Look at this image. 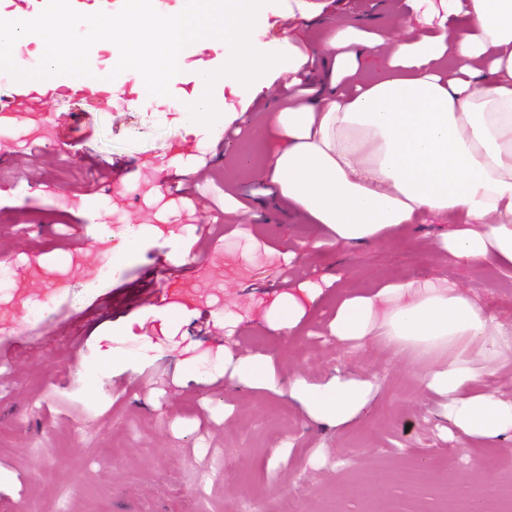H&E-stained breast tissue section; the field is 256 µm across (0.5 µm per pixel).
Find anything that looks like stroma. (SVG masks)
I'll return each instance as SVG.
<instances>
[{"label": "stroma", "mask_w": 512, "mask_h": 512, "mask_svg": "<svg viewBox=\"0 0 512 512\" xmlns=\"http://www.w3.org/2000/svg\"><path fill=\"white\" fill-rule=\"evenodd\" d=\"M268 26L259 49L289 37L296 53L317 58L326 30L354 28L365 40L387 33L393 12L419 14L413 0H266ZM318 14L323 28L309 26ZM245 99L225 92V109L239 119L232 133L190 131L175 111H154L117 101L95 109L70 94L54 93L45 112L73 120L89 135L77 149H48L20 158L31 120L19 110L0 145V264L23 269L32 261L61 268L76 249L70 225L85 240L99 238L113 216L111 191L88 193L80 165L129 158L122 191L131 195L150 174L172 165L193 170L210 207L197 210L210 237L184 227L177 238L154 233L175 202H128L122 219L147 226L141 246L120 272L96 291L73 278L70 290L48 296L42 282L10 294V331L0 336V512H450L448 476L461 473V490L483 497L512 492V438L470 439L447 432L438 398L419 385L432 359L375 338L356 348L333 341L328 324L351 292L379 285L441 277L473 289L488 313L512 321V277L470 264H449L442 239L448 217L391 230L370 246L327 243L317 225L293 212L261 206L262 130L282 102L275 88ZM194 139L197 155H173L174 138ZM36 179L66 192L29 191ZM222 225H214L216 214ZM303 261H288L298 248ZM221 252L203 285V300L187 311L144 303L146 270L167 253L174 263L190 254ZM301 281L319 287L291 331L272 329L265 315L279 292ZM47 304L48 318L31 315ZM124 351L117 375L90 387L82 366L103 352ZM264 357L271 370L260 388L244 387L224 370L225 354ZM212 369L203 381L199 366ZM172 382L170 394L149 388L142 374ZM372 383L365 409L348 425L311 418L290 396L289 376L321 384L336 374ZM432 449L430 466L418 451Z\"/></svg>", "instance_id": "stroma-1"}]
</instances>
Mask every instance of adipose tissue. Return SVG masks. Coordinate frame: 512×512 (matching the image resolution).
<instances>
[{"label":"adipose tissue","instance_id":"adipose-tissue-1","mask_svg":"<svg viewBox=\"0 0 512 512\" xmlns=\"http://www.w3.org/2000/svg\"><path fill=\"white\" fill-rule=\"evenodd\" d=\"M456 21L405 28L387 48L383 73L346 91L324 86L313 103L277 116L265 176L276 201L328 230L340 246L372 245L425 215L455 217L445 250L460 263L493 261L512 275V0H448ZM366 42L329 33L332 71L356 74ZM316 285L283 292L266 315L292 330ZM331 336L440 351L420 379L440 414L464 436L512 435V398L475 390L512 366V327L496 322L468 290L445 280L389 283L342 300ZM310 417L338 426L368 402L369 380L343 375L313 385L288 380Z\"/></svg>","mask_w":512,"mask_h":512}]
</instances>
